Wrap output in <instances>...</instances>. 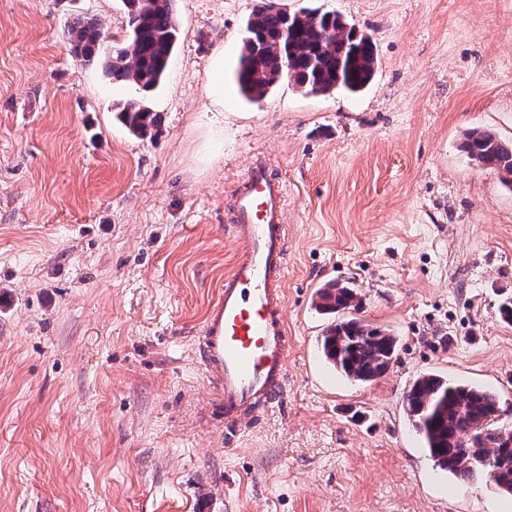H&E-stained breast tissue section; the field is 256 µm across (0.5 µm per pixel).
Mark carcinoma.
Masks as SVG:
<instances>
[{
  "mask_svg": "<svg viewBox=\"0 0 512 512\" xmlns=\"http://www.w3.org/2000/svg\"><path fill=\"white\" fill-rule=\"evenodd\" d=\"M176 0H124L128 15L127 44L115 47L98 24L79 18L67 29L71 52L98 65L116 82L142 91L140 99L120 110L123 123L139 139L155 135L157 114L151 93L164 81L179 38ZM371 38L334 12L304 8L283 12L263 0L247 22L236 82L242 95L256 102L287 79L311 95L335 90L357 94L375 71ZM465 152L477 164L497 172L512 190V144L489 130L466 133ZM325 314L356 310L359 297L348 284L332 282L318 292ZM318 348L327 364L354 382L383 377L396 361L399 341L357 317L338 318L321 336ZM403 410L434 465L456 481L470 484L485 475L495 487L512 494V430L500 420L497 393L438 373L417 377L403 397Z\"/></svg>",
  "mask_w": 512,
  "mask_h": 512,
  "instance_id": "1",
  "label": "carcinoma"
}]
</instances>
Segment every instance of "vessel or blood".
Listing matches in <instances>:
<instances>
[{"instance_id": "obj_1", "label": "vessel or blood", "mask_w": 512, "mask_h": 512, "mask_svg": "<svg viewBox=\"0 0 512 512\" xmlns=\"http://www.w3.org/2000/svg\"><path fill=\"white\" fill-rule=\"evenodd\" d=\"M286 186L254 163L236 196L242 254L204 327V362L220 392L226 426L254 405L285 399L288 334L284 224Z\"/></svg>"}]
</instances>
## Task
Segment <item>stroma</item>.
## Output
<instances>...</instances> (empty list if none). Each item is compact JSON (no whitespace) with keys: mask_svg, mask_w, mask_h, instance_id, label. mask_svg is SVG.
<instances>
[{"mask_svg":"<svg viewBox=\"0 0 512 512\" xmlns=\"http://www.w3.org/2000/svg\"><path fill=\"white\" fill-rule=\"evenodd\" d=\"M259 0H177L150 98L68 51L76 18L112 45L123 0H0V512H512L437 468L402 410L420 374L496 392L512 425V191L461 144L512 143V0H274L342 15L375 45L357 95L235 82ZM287 186L288 398L224 428L203 327L242 251L249 166ZM399 352L377 381L328 367L316 292ZM318 309L325 314H339L345 310H357L359 297L355 288L348 284L332 282L325 284L318 292Z\"/></svg>","mask_w":512,"mask_h":512,"instance_id":"35a3bbf8","label":"stroma"}]
</instances>
